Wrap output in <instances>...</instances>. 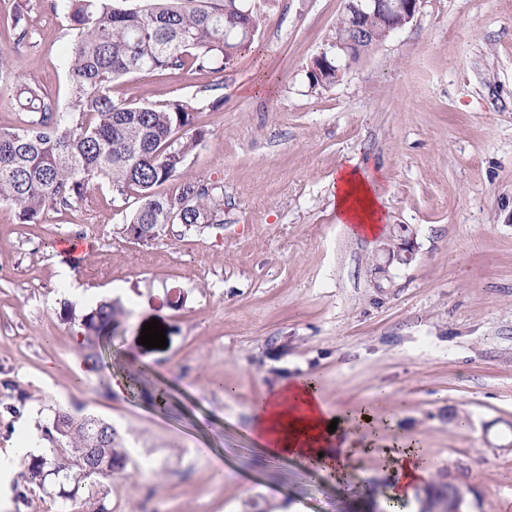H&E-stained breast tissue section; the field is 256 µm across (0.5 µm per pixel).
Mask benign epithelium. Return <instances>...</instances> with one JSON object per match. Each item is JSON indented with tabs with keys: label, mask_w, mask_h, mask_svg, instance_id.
<instances>
[{
	"label": "benign epithelium",
	"mask_w": 512,
	"mask_h": 512,
	"mask_svg": "<svg viewBox=\"0 0 512 512\" xmlns=\"http://www.w3.org/2000/svg\"><path fill=\"white\" fill-rule=\"evenodd\" d=\"M424 0H346L345 12L349 18L348 31L336 33L333 45L348 59L360 55L371 33L369 19L375 18L390 31L402 27L414 18ZM386 264L406 265L413 260L414 248L407 240L395 247L388 246Z\"/></svg>",
	"instance_id": "7a95c632"
}]
</instances>
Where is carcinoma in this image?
I'll return each instance as SVG.
<instances>
[{"label":"carcinoma","mask_w":512,"mask_h":512,"mask_svg":"<svg viewBox=\"0 0 512 512\" xmlns=\"http://www.w3.org/2000/svg\"><path fill=\"white\" fill-rule=\"evenodd\" d=\"M52 12L68 19L75 39L67 51L69 99L66 107L34 82L17 76L13 98L24 119L0 129V201L10 203L23 222L50 209L71 208L89 190L107 184L121 196H134L137 207L123 232L147 245L170 224L203 230L215 225L216 204L207 186L183 181L168 197L157 188L183 175L187 156L203 137L198 108L191 100L163 107L116 102L112 83L154 70L222 72L251 51L262 15L247 0H49ZM66 320L85 332L87 357L99 356V342L125 323L117 301H101ZM50 454L32 458L21 478L45 485L63 475L73 482L58 497L80 502L83 512H110L107 493L85 479H112L126 454L112 425L93 415H75L57 407L43 428ZM456 489L441 480L428 489L431 507L448 512Z\"/></svg>","instance_id":"obj_1"}]
</instances>
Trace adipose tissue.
Instances as JSON below:
<instances>
[{"instance_id":"1","label":"adipose tissue","mask_w":512,"mask_h":512,"mask_svg":"<svg viewBox=\"0 0 512 512\" xmlns=\"http://www.w3.org/2000/svg\"><path fill=\"white\" fill-rule=\"evenodd\" d=\"M333 190L339 223L348 225L353 235H375L384 212L369 172L356 162H348L337 169ZM371 420L365 410L333 416L316 381L297 378L277 386L255 406L250 438L264 456L295 458L320 472L343 475L373 447V440L364 436V427ZM385 454L393 475L386 506L394 512L398 504L412 499L427 470L413 442L397 440Z\"/></svg>"}]
</instances>
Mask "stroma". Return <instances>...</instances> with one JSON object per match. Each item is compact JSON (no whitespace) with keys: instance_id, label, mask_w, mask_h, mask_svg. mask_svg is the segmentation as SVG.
Wrapping results in <instances>:
<instances>
[{"instance_id":"1","label":"stroma","mask_w":512,"mask_h":512,"mask_svg":"<svg viewBox=\"0 0 512 512\" xmlns=\"http://www.w3.org/2000/svg\"><path fill=\"white\" fill-rule=\"evenodd\" d=\"M345 0H274L255 53L224 71L142 72L114 100H194L204 137L184 163L212 189L220 227L169 225L141 245L123 232L133 199L108 185L21 223L0 202V450L39 437L56 407L111 423L127 453L103 481L112 512H378L380 453L354 489L249 440L251 411L280 382L314 377L329 407L388 393L378 441L414 440L463 496V512H512V0H424L335 85L310 87ZM23 9L28 36L12 18ZM68 21L45 0H0V49L68 100ZM375 174L386 223L339 224L336 170ZM413 238L407 265L384 246ZM82 248L63 252L62 242ZM104 299L156 318L166 348L135 364L168 392L86 390L62 305ZM9 512H67L53 485L10 478Z\"/></svg>"}]
</instances>
